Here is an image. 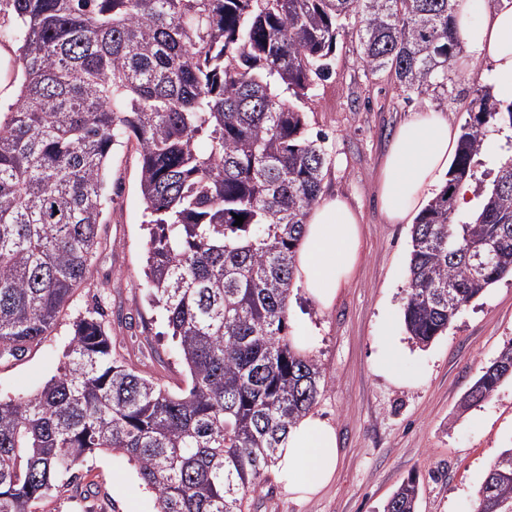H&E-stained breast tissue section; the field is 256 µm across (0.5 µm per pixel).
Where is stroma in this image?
<instances>
[{
    "instance_id": "stroma-1",
    "label": "stroma",
    "mask_w": 512,
    "mask_h": 512,
    "mask_svg": "<svg viewBox=\"0 0 512 512\" xmlns=\"http://www.w3.org/2000/svg\"><path fill=\"white\" fill-rule=\"evenodd\" d=\"M491 68L484 62L472 76L452 73V97L431 92L407 103L364 68L352 31L338 36L332 74L319 82L304 110L309 138L327 152L322 194L341 196L358 212L363 254L330 310H321L294 284L289 334L311 339V352L331 381L314 412L335 426L340 461L333 482L308 501L294 499L276 472H269L250 497L251 512H383L391 493L412 473L422 487L418 512H474L490 463L512 448V381L462 418L454 416L461 395L512 340V278L463 306L448 330L427 346L413 343L402 315L412 227L386 223L376 182L387 143L402 121L432 108L461 126L467 117L463 102L486 86ZM511 147L512 130L487 128L480 163L467 183L472 197L481 198L485 169L497 166ZM139 176L137 154L118 148L106 187L104 243L89 278L42 344L21 360L0 365L1 398L30 393L53 376L73 321L100 309L119 359L169 390L186 388L184 366L144 288L148 231ZM105 280L112 284L106 297L99 293ZM383 346L403 349L401 374H423V384L404 387L381 370L377 354ZM75 473L77 486L58 484L34 512H156L154 493L124 455L94 452Z\"/></svg>"
}]
</instances>
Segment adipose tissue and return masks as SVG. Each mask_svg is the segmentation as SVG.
I'll use <instances>...</instances> for the list:
<instances>
[{
  "instance_id": "obj_1",
  "label": "adipose tissue",
  "mask_w": 512,
  "mask_h": 512,
  "mask_svg": "<svg viewBox=\"0 0 512 512\" xmlns=\"http://www.w3.org/2000/svg\"><path fill=\"white\" fill-rule=\"evenodd\" d=\"M456 32L472 60L493 64V97L512 102V0H458ZM457 133L429 111L400 125L378 173L387 223L408 224L438 193L453 162ZM361 261L358 215L339 198L320 201L310 212L298 253L296 277L324 309L351 281ZM339 460L336 429L316 414L292 427L278 451L276 470L289 493L304 499L329 484Z\"/></svg>"
}]
</instances>
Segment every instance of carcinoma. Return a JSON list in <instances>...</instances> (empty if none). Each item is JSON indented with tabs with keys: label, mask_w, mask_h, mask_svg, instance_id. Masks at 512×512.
Instances as JSON below:
<instances>
[{
	"label": "carcinoma",
	"mask_w": 512,
	"mask_h": 512,
	"mask_svg": "<svg viewBox=\"0 0 512 512\" xmlns=\"http://www.w3.org/2000/svg\"><path fill=\"white\" fill-rule=\"evenodd\" d=\"M456 0H0L18 94L0 112V364L50 335L87 281L116 146L140 160L150 214L145 276L187 368L172 393L118 359L103 319L73 321L57 373L0 399V512H32L97 450L128 458L157 512H247L278 448L329 380L288 338L306 220L327 163L302 104L329 77L350 18L364 67L410 101L448 87L461 51ZM441 191L412 227L405 330L427 345L512 277V164L480 212L454 223L485 128L512 103L472 97ZM243 216L235 225V216ZM512 379V340L458 415ZM419 480L384 512H416ZM476 512H512V448Z\"/></svg>",
	"instance_id": "carcinoma-1"
}]
</instances>
